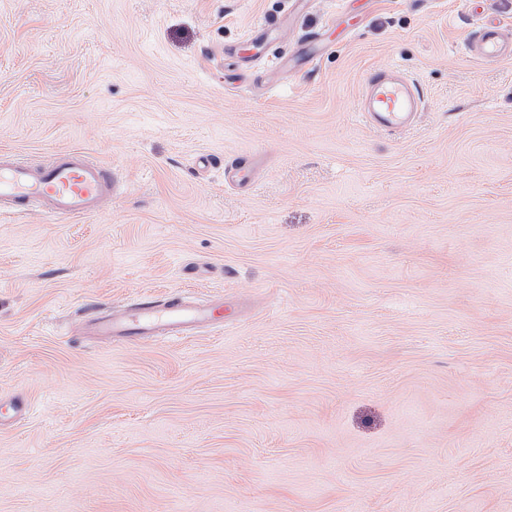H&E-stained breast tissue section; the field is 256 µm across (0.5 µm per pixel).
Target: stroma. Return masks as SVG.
Returning a JSON list of instances; mask_svg holds the SVG:
<instances>
[{"mask_svg":"<svg viewBox=\"0 0 512 512\" xmlns=\"http://www.w3.org/2000/svg\"><path fill=\"white\" fill-rule=\"evenodd\" d=\"M483 14L512 0H0V148L121 184L0 223V402L28 404L0 512H512V58L470 57ZM385 64L426 94L403 131L356 113ZM145 295L235 314L89 334ZM284 28V22H278L276 24H266L265 31L262 35H252L250 31L249 35L241 43L239 53L241 57H256V50L258 49V43L268 37L269 35L278 36Z\"/></svg>","mask_w":512,"mask_h":512,"instance_id":"stroma-1","label":"stroma"}]
</instances>
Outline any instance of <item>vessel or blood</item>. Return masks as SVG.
Here are the masks:
<instances>
[{
  "mask_svg": "<svg viewBox=\"0 0 512 512\" xmlns=\"http://www.w3.org/2000/svg\"><path fill=\"white\" fill-rule=\"evenodd\" d=\"M467 45L482 63L512 57V36L505 23L493 17L480 19ZM423 108L420 86L404 72L388 67L367 75L357 104L367 124L389 131L412 126ZM116 185L110 169L79 149L55 151L51 161L43 164L0 149V220L20 218L35 210L58 222L84 217L111 202ZM233 312V307L221 300L200 303L179 296L161 303L145 296L126 306L120 315L100 318L96 329L123 340L187 335L204 324L223 326Z\"/></svg>",
  "mask_w": 512,
  "mask_h": 512,
  "instance_id": "b4317fda",
  "label": "vessel or blood"
}]
</instances>
